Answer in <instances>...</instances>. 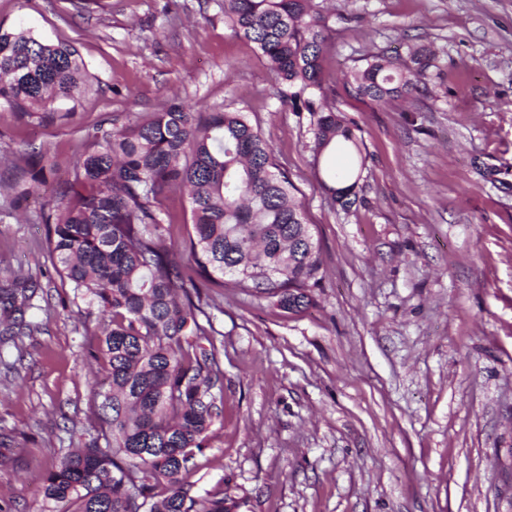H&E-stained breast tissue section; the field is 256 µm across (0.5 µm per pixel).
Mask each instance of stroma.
<instances>
[{"mask_svg": "<svg viewBox=\"0 0 512 512\" xmlns=\"http://www.w3.org/2000/svg\"><path fill=\"white\" fill-rule=\"evenodd\" d=\"M220 0H0V26L73 44L98 82L39 126L0 107V185L31 148L68 165L88 130L181 98L248 112L286 169L321 260L302 312L221 277L207 313L224 422L189 476L233 512H512V0H318L325 75L365 157L358 202L320 189L310 115L276 95ZM438 55L427 97L363 103L347 90L370 52ZM37 189L0 197V280L37 278L33 332L0 338V512H43V476L97 435L104 372L47 251Z\"/></svg>", "mask_w": 512, "mask_h": 512, "instance_id": "1", "label": "stroma"}]
</instances>
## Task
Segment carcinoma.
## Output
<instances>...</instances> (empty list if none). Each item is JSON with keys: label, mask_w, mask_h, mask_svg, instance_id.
Returning a JSON list of instances; mask_svg holds the SVG:
<instances>
[{"label": "carcinoma", "mask_w": 512, "mask_h": 512, "mask_svg": "<svg viewBox=\"0 0 512 512\" xmlns=\"http://www.w3.org/2000/svg\"><path fill=\"white\" fill-rule=\"evenodd\" d=\"M222 9L274 74L278 96L314 118V162L338 150L362 155L354 128L328 103L329 18L314 0H223ZM433 66L435 53L422 45L407 47L404 58L368 55L351 72V92L378 105L424 94ZM92 85L75 46L0 25V105L18 118L52 123L59 104ZM31 157L30 169L7 187L14 207L58 171L43 152ZM360 173L333 170L321 189L348 208ZM293 189L258 124L239 109L196 112L175 100L86 133L41 219L63 286L72 302L88 304L83 324L98 340L94 355L108 377V390L93 396L103 437L63 454L45 474L44 512H230L224 490L201 498L187 481L224 414L217 347L193 298L220 274L284 310L310 304L321 263ZM177 190L191 203L193 233L184 247L194 276L176 260L165 205ZM35 288L31 276L1 287L0 316L29 307Z\"/></svg>", "instance_id": "carcinoma-1"}]
</instances>
